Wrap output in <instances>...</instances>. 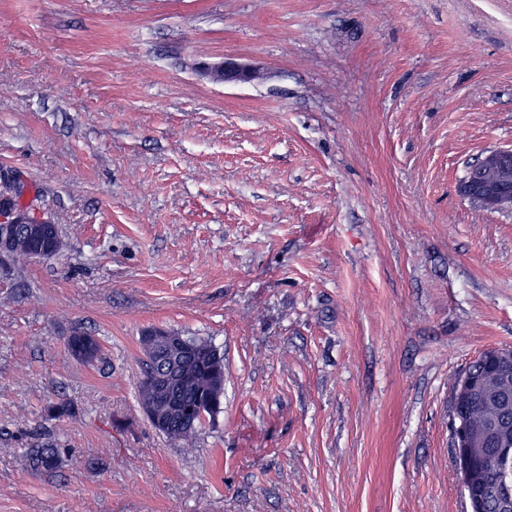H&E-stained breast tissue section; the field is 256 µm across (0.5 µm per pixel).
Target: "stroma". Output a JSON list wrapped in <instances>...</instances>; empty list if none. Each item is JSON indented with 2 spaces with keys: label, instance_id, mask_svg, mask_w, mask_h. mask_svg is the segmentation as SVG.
Segmentation results:
<instances>
[{
  "label": "stroma",
  "instance_id": "obj_1",
  "mask_svg": "<svg viewBox=\"0 0 512 512\" xmlns=\"http://www.w3.org/2000/svg\"><path fill=\"white\" fill-rule=\"evenodd\" d=\"M496 148L512 0H0V175L63 240L0 253V512H469L449 400L512 348V208L459 185ZM148 327L224 355L192 448L139 403ZM262 75L258 68L232 58L216 64L213 70L214 78L224 83L246 84L260 79ZM66 348L72 357L88 364L99 360L102 354V346L97 337L81 330L73 331L67 339ZM86 348L90 350L89 358H80L77 352ZM27 455L31 470L37 473L54 476L61 468L58 448H29Z\"/></svg>",
  "mask_w": 512,
  "mask_h": 512
}]
</instances>
